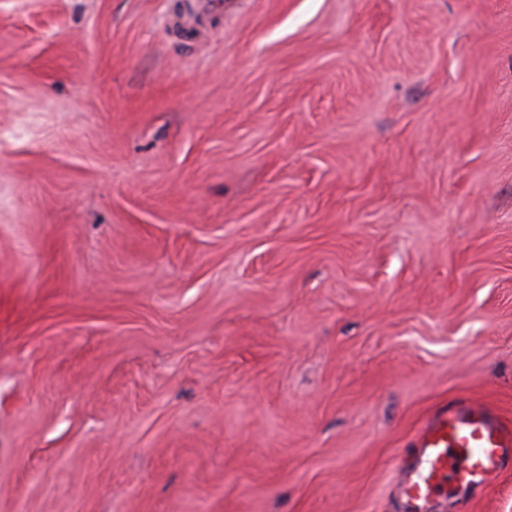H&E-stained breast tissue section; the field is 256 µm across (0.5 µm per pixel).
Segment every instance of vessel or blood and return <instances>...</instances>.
Segmentation results:
<instances>
[{
    "label": "vessel or blood",
    "mask_w": 512,
    "mask_h": 512,
    "mask_svg": "<svg viewBox=\"0 0 512 512\" xmlns=\"http://www.w3.org/2000/svg\"><path fill=\"white\" fill-rule=\"evenodd\" d=\"M223 9V0H184L183 4L190 24ZM509 462L512 423L486 407L452 404L435 413L418 433L401 493L413 505L435 496L466 494Z\"/></svg>",
    "instance_id": "1"
}]
</instances>
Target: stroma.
<instances>
[{"mask_svg": "<svg viewBox=\"0 0 512 512\" xmlns=\"http://www.w3.org/2000/svg\"><path fill=\"white\" fill-rule=\"evenodd\" d=\"M176 2L0 0V512H405L512 420V0ZM224 1L221 0H184V17L188 24H194L214 11L222 12ZM401 493L412 505L432 497L465 495L512 461V423L487 407L452 404L417 434Z\"/></svg>", "mask_w": 512, "mask_h": 512, "instance_id": "35a3bbf8", "label": "stroma"}]
</instances>
